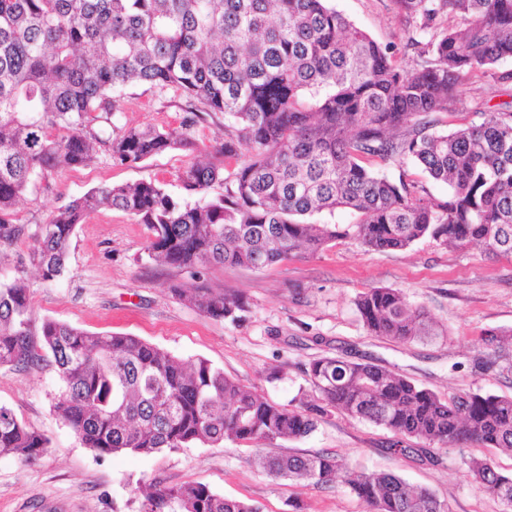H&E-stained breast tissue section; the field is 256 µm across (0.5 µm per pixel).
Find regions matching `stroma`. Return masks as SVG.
<instances>
[{"mask_svg": "<svg viewBox=\"0 0 512 512\" xmlns=\"http://www.w3.org/2000/svg\"><path fill=\"white\" fill-rule=\"evenodd\" d=\"M338 10L380 44L397 51L400 66L413 67L409 26L390 0H335ZM118 127H177L188 117L187 100L158 94L145 84L128 87ZM195 150H169L134 166L112 164L106 150L91 163L36 182L15 205L21 233L0 247V281L21 280L34 321L53 318L97 333L132 334L183 361L210 360L242 386L268 401L294 407L315 396L304 374L313 359L329 355L364 359L399 370L438 394L490 392L512 396V370L496 364L475 368L485 356L486 331L512 328V261L480 249L446 248L423 237L410 247L385 252L365 249L351 235L317 254H300L268 269L216 265L194 274L160 266L146 251L145 225L122 211L99 208L78 225L61 276L44 280L29 254L42 224L54 211L90 189L152 180L189 203L224 193L214 183L205 193L186 190L182 172L200 149L223 141L224 115L202 114L193 128ZM238 294L248 310L240 323L216 320L175 298L174 285H196ZM372 287L400 289L441 329L429 341L399 343L367 333L354 305ZM61 380L52 359L33 370L0 366V403L49 440L33 464L0 457V512H138V487L200 482L260 512H366L344 486L325 487L274 478L256 465L252 446L193 445L151 455H96L85 448L54 410ZM392 433L332 412L307 438L271 443L275 452L330 451L347 468L390 472L430 488L450 512H501V504L477 484L469 457L492 460L512 473V455L494 448L439 450L433 465L393 455Z\"/></svg>", "mask_w": 512, "mask_h": 512, "instance_id": "35a3bbf8", "label": "stroma"}]
</instances>
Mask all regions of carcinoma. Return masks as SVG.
Here are the masks:
<instances>
[{
  "mask_svg": "<svg viewBox=\"0 0 512 512\" xmlns=\"http://www.w3.org/2000/svg\"><path fill=\"white\" fill-rule=\"evenodd\" d=\"M415 34L410 69L338 11L332 0H0V246L17 235V199L36 179L93 161L139 164L169 149L197 148L194 123L174 128L112 124L134 83L180 93L189 112H221L224 141L186 169L185 187L224 183V195L194 204L153 181L94 188L57 209L30 254L42 278L63 272L77 225L102 205L147 226L160 265L266 269L301 251L316 254L346 234L318 220L338 208L358 214L355 235L373 251L429 236L512 258V109L489 105L512 84V0H391ZM483 81L476 121L436 131L459 114L458 88ZM407 160L448 186L433 204L408 170L393 180L377 165ZM171 292L217 320L242 319L245 300L206 287ZM368 334L410 343L438 332L398 289L354 300ZM512 328L486 333L497 351ZM51 356L62 381L55 410L98 455H150L193 444L257 447L276 478L341 484L369 512H450L427 488L393 473L347 470L332 452L262 449L316 430L336 411L398 437L389 452L439 462L448 446L512 452V396L444 398L367 361L320 357L306 375L321 404L271 403L199 358L192 363L133 335L91 333L46 319L33 330L19 282H0V366L34 369ZM48 439L0 404V455L42 456ZM468 466L486 493L512 512V475L487 459ZM140 512H258L198 482L143 494Z\"/></svg>",
  "mask_w": 512,
  "mask_h": 512,
  "instance_id": "carcinoma-1",
  "label": "carcinoma"
}]
</instances>
